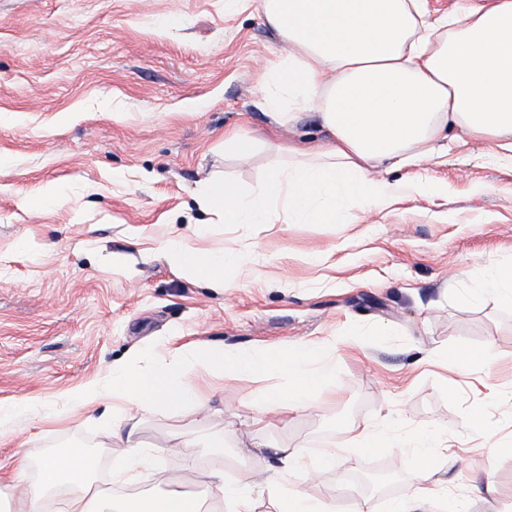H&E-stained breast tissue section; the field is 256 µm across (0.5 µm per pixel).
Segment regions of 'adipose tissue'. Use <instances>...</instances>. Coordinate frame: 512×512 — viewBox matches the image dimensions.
<instances>
[{"instance_id": "1", "label": "adipose tissue", "mask_w": 512, "mask_h": 512, "mask_svg": "<svg viewBox=\"0 0 512 512\" xmlns=\"http://www.w3.org/2000/svg\"><path fill=\"white\" fill-rule=\"evenodd\" d=\"M261 8L288 46L263 76V107L281 124L316 111L329 139L316 160L272 166L249 192L205 180L195 199L223 223L269 224L283 208L312 224H336L353 207L391 204L419 184L389 180L379 167L419 165L455 130L512 154V0H457L454 12L439 16L426 0H262ZM158 252L179 274L219 288L224 269L243 263L232 250L201 254L174 241L160 243ZM489 294L512 305V263H491L457 298L474 305ZM360 445L404 449L420 484L394 512H422L438 446L432 433L381 437L367 429ZM12 481L19 512H45L60 489L64 512H201L195 498L176 491L112 505L93 493L89 462L79 453L46 458L33 481L18 465ZM206 482L219 496L218 512H257L249 484L227 482L220 471ZM263 484L278 512H335L329 501L288 493L278 476Z\"/></svg>"}]
</instances>
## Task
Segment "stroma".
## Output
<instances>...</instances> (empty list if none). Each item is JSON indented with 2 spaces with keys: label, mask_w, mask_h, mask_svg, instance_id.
Masks as SVG:
<instances>
[{
  "label": "stroma",
  "mask_w": 512,
  "mask_h": 512,
  "mask_svg": "<svg viewBox=\"0 0 512 512\" xmlns=\"http://www.w3.org/2000/svg\"><path fill=\"white\" fill-rule=\"evenodd\" d=\"M0 0V404H28L0 437V494L11 496L19 458L90 444L92 476L114 500L130 487L210 498L205 474L250 481L272 475L277 448L302 450L288 491L326 499L347 473L389 469L409 486L401 449L359 451L366 428L394 435L427 427L453 445L434 477L468 512H512V456L486 452L487 433L512 440V399L490 404L486 384L512 392V307L494 297L459 304L454 285L512 262V158L476 137L439 157L387 172L420 177L411 193L345 224H293L285 212L252 225L210 224L192 196L204 177L255 186L289 149L323 142L317 114L281 126L260 105L266 68L287 51L261 0ZM253 140L239 159L234 133ZM56 186L55 203L28 200ZM199 252L234 250L247 272L213 288L174 271L159 240ZM326 346L340 374L306 407L281 408L249 426L250 405L278 378H192L202 412L148 406L90 408L72 394L105 382L129 351L160 360L200 345L227 349ZM491 347L492 359L449 371L436 349ZM482 411L487 432L473 428ZM137 425L152 456L134 482L115 478ZM336 446V468L319 469ZM194 465L186 475L185 462Z\"/></svg>",
  "instance_id": "1"
}]
</instances>
